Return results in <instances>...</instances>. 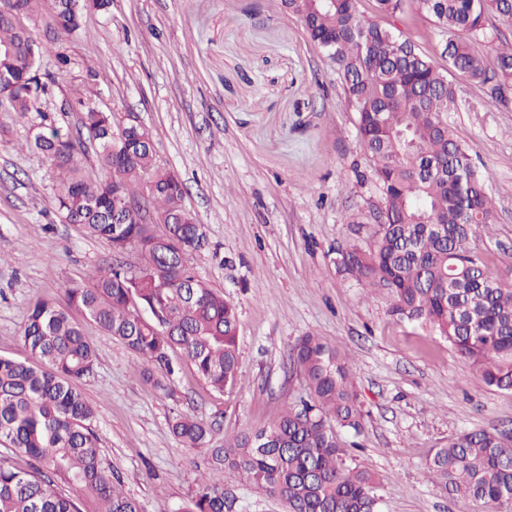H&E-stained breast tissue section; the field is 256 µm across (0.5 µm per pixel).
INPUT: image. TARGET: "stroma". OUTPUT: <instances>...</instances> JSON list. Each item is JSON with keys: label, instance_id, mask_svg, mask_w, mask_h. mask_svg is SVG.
<instances>
[{"label": "stroma", "instance_id": "obj_1", "mask_svg": "<svg viewBox=\"0 0 512 512\" xmlns=\"http://www.w3.org/2000/svg\"><path fill=\"white\" fill-rule=\"evenodd\" d=\"M23 22L50 92L24 118L0 106V355L29 359L21 330L31 300L65 305L67 285L113 260L104 240L57 212L56 169L24 147L44 113L85 137L80 100L139 116L207 236L192 265L238 311L237 380L221 392L188 366L155 389L120 341L84 325L97 355L81 383L96 408L92 428L145 512H174L208 467L207 449L172 435L173 416L211 424L216 444L266 426L305 395L287 353L308 332L355 364L364 429L340 435L359 443L350 465L377 476L379 512H499L442 493L425 466L456 433L512 436V392L488 387L429 327L391 315L385 294L364 295L337 274L336 248H372L380 194L334 65L280 0H112L58 38L48 10ZM483 96L458 80L448 126L494 201L492 226L472 245L512 282V103L472 111Z\"/></svg>", "mask_w": 512, "mask_h": 512}]
</instances>
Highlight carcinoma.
<instances>
[{
	"instance_id": "carcinoma-1",
	"label": "carcinoma",
	"mask_w": 512,
	"mask_h": 512,
	"mask_svg": "<svg viewBox=\"0 0 512 512\" xmlns=\"http://www.w3.org/2000/svg\"><path fill=\"white\" fill-rule=\"evenodd\" d=\"M358 3L282 0L336 64L387 216L371 251L336 250V271L370 292H387L392 314L430 326L487 386L512 391V283L472 247L476 229L491 222L493 200L465 144L438 129L455 104L454 78L487 95L512 89V45L497 48L491 60L481 52L492 38L486 16L512 20V0H375L386 25L364 18ZM110 4L51 0L50 7L59 33L72 34L84 11ZM410 8L431 17L445 38L441 59L398 28ZM38 53L31 33L0 0V82L13 85L8 104L21 116L47 93L35 74ZM79 105L87 137L98 146L102 178L82 172V142L44 115L28 146L61 174L58 211L122 259L67 288L66 308L32 301L22 327L31 359L0 356V445L28 458V468L18 469L0 455V512H144L103 466L91 428L96 409L78 386L96 361L83 322L141 358L147 367L140 376L160 390L185 364L217 391L234 384L238 369L237 310L190 265L208 241L180 181L156 165L143 126L123 131L117 145L122 118ZM138 197L178 223L156 234L127 207ZM289 360L303 375L307 398L267 426L211 449L197 490L174 512H236L235 488L243 483L288 512H377L376 475L347 463L350 449L335 430L362 429L352 359L308 333L292 345ZM171 430L189 448L211 442L210 426L191 416L173 417ZM427 471L443 493L512 504V445L497 433L451 436L434 449Z\"/></svg>"
}]
</instances>
